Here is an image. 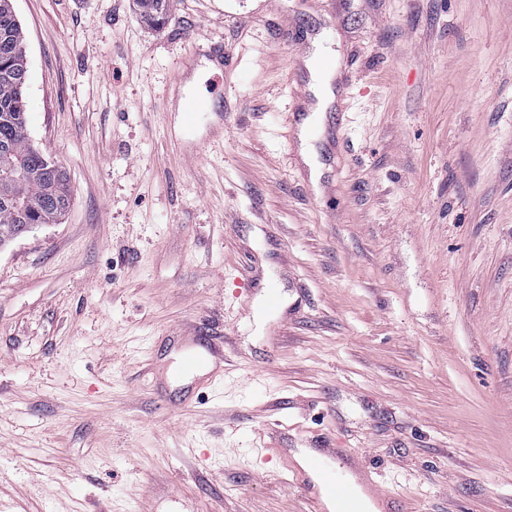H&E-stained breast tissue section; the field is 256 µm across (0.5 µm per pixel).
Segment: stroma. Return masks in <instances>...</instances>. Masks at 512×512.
I'll list each match as a JSON object with an SVG mask.
<instances>
[{
    "label": "stroma",
    "instance_id": "1",
    "mask_svg": "<svg viewBox=\"0 0 512 512\" xmlns=\"http://www.w3.org/2000/svg\"><path fill=\"white\" fill-rule=\"evenodd\" d=\"M13 7L73 202L0 249L10 512H315L275 420L391 512H512V0ZM211 38L237 65L193 59ZM318 39L352 87L315 186L290 90ZM193 81L224 97L190 124ZM191 336L222 377L172 373ZM138 16L148 26L163 27L171 17L170 0H135Z\"/></svg>",
    "mask_w": 512,
    "mask_h": 512
}]
</instances>
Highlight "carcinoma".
Instances as JSON below:
<instances>
[{
    "mask_svg": "<svg viewBox=\"0 0 512 512\" xmlns=\"http://www.w3.org/2000/svg\"><path fill=\"white\" fill-rule=\"evenodd\" d=\"M148 26L163 27L170 0H135ZM25 35L12 0H0V246L13 241L21 224H58L72 202L61 166L29 143Z\"/></svg>",
    "mask_w": 512,
    "mask_h": 512,
    "instance_id": "cac0c4a2",
    "label": "carcinoma"
}]
</instances>
